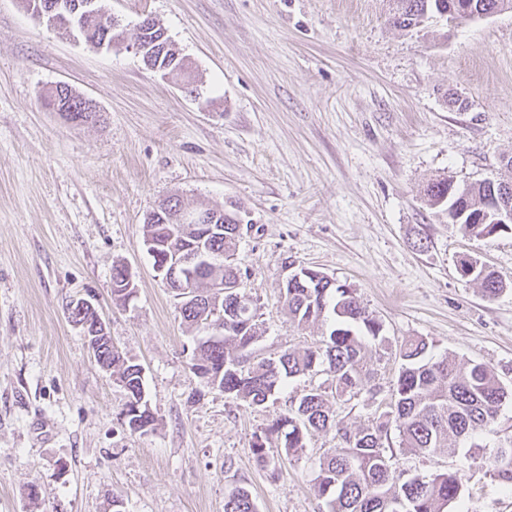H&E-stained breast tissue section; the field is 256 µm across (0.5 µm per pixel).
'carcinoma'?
I'll use <instances>...</instances> for the list:
<instances>
[{
	"label": "carcinoma",
	"instance_id": "1",
	"mask_svg": "<svg viewBox=\"0 0 512 512\" xmlns=\"http://www.w3.org/2000/svg\"><path fill=\"white\" fill-rule=\"evenodd\" d=\"M467 2L471 12L479 15L486 7L500 4L501 10H512V0H390L394 8L388 20L396 27L424 25L439 17L456 19L458 7ZM61 2L72 24L65 30L77 32L84 40L98 33L94 11L84 6L88 0H39L41 9ZM147 44L168 41L169 36L156 21L150 20L139 32ZM65 99L82 123H95L99 113L84 111V98L73 89ZM491 186L488 181L467 185L462 192L448 191V181L428 184L425 196L429 206L453 211L455 226L464 235L492 237L512 226L508 224H472L470 218L481 209ZM223 232L204 240V252L215 264L196 272L188 285L191 297L182 299L180 315L190 328L204 332L195 340L191 370L211 389L227 398L242 400L260 407L280 390L285 380L310 372H323L336 400L348 402L361 391L377 393L367 368L368 340L382 342V323L361 305L354 289L339 284L326 273L311 267L300 268L301 277L285 283L283 297L289 318L299 326L317 324L332 318L329 332L313 345L301 350H288L276 359L254 360L253 345L257 341V310L246 297L224 294L223 317L209 309V283L214 277L224 281L242 277L234 262L236 247L243 232L239 225L222 223ZM144 237L158 242L152 255L154 264L172 260L195 234L175 221V211L163 217L147 215ZM462 276L481 287L482 295L492 300L506 287L504 278L494 271L486 272L462 257L457 260ZM125 266L112 267V303L129 305L124 285ZM70 317L87 325L89 343L96 345V361L112 366L127 393L122 410L133 432L153 429L156 417L146 398L142 367L126 359L114 344L97 336L94 315L79 302L70 303ZM430 344L423 338H409L400 344L401 366L393 384L389 410L381 412L369 426L353 429L337 418L319 389L304 393L288 413L275 419L265 429L274 436L279 447L295 455L306 447L310 431H333L339 438L336 447L328 449L318 460L315 491L323 499L326 512H448L457 502L463 488L458 471L409 477L393 467V455L383 439L391 426H396L400 447L413 455L425 457L446 447L448 440H470L487 430L498 417L504 401L512 400L508 387L485 364L461 362L444 355H429ZM251 452L261 467L272 464L269 449L262 437H256ZM494 479L512 487V437L498 441L491 459ZM224 512H256L251 495L234 489L224 497Z\"/></svg>",
	"mask_w": 512,
	"mask_h": 512
}]
</instances>
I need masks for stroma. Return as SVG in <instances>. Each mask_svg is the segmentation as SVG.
<instances>
[{"instance_id": "1", "label": "stroma", "mask_w": 512, "mask_h": 512, "mask_svg": "<svg viewBox=\"0 0 512 512\" xmlns=\"http://www.w3.org/2000/svg\"><path fill=\"white\" fill-rule=\"evenodd\" d=\"M123 45L94 48L0 0V512H224L242 488L257 512H323L318 459L337 440L310 433L298 455L251 452L256 435L324 373L287 380L255 407L204 388L179 301L143 244L153 205L238 212L244 293L257 308L253 354L277 358L318 340L283 307L288 276L321 270L355 289L383 324L367 365L378 395L334 404L365 427L386 410L408 338L488 365L512 385V232L459 234L426 185L506 176L512 156V11L419 31L388 21V0H103ZM153 18L192 62L198 93L146 70L133 50ZM102 120L75 126L44 104L58 83ZM427 238L428 249L416 247ZM469 254L508 285L486 299L457 270ZM137 297L113 306L112 267ZM94 295L113 343L144 371L156 423L130 431L126 391L94 360L69 314ZM397 471L458 470L452 512H512V491L450 442L404 453ZM37 497H30V486Z\"/></svg>"}]
</instances>
